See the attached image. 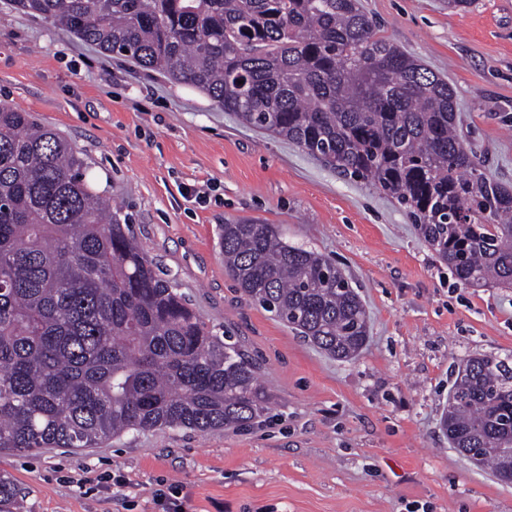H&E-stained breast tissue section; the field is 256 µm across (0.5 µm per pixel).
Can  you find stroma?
<instances>
[{"label":"stroma","instance_id":"1","mask_svg":"<svg viewBox=\"0 0 512 512\" xmlns=\"http://www.w3.org/2000/svg\"><path fill=\"white\" fill-rule=\"evenodd\" d=\"M379 33L454 89L458 132L512 189V0H360ZM0 102L79 151L159 269L259 368L271 409L243 429L129 431L96 448L0 452L23 512H512V484L450 448L440 419L465 358L512 359V288H467L406 208L195 87L107 55L0 0ZM279 225L336 263L369 315L330 358L224 269L222 224Z\"/></svg>","mask_w":512,"mask_h":512}]
</instances>
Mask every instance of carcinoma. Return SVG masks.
<instances>
[{
  "label": "carcinoma",
  "mask_w": 512,
  "mask_h": 512,
  "mask_svg": "<svg viewBox=\"0 0 512 512\" xmlns=\"http://www.w3.org/2000/svg\"><path fill=\"white\" fill-rule=\"evenodd\" d=\"M13 2L391 194L457 283L512 288V190L457 134L448 82L379 36L359 0ZM85 170L67 139L0 105V450L262 417L257 367L208 329ZM221 241L249 299L332 358L360 354L367 312L334 263L273 224L227 222ZM442 426L512 484L509 362L463 360Z\"/></svg>",
  "instance_id": "carcinoma-1"
}]
</instances>
